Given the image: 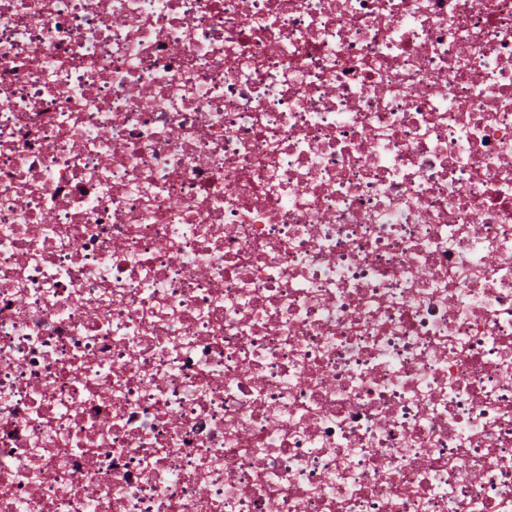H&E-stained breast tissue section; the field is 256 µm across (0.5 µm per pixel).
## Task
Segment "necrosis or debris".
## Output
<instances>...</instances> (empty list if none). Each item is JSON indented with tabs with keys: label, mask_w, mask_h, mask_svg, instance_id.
I'll use <instances>...</instances> for the list:
<instances>
[{
	"label": "necrosis or debris",
	"mask_w": 512,
	"mask_h": 512,
	"mask_svg": "<svg viewBox=\"0 0 512 512\" xmlns=\"http://www.w3.org/2000/svg\"><path fill=\"white\" fill-rule=\"evenodd\" d=\"M0 512H512V0H0Z\"/></svg>",
	"instance_id": "obj_1"
}]
</instances>
